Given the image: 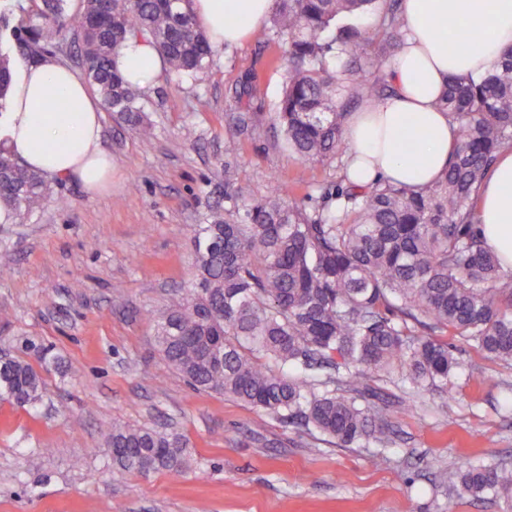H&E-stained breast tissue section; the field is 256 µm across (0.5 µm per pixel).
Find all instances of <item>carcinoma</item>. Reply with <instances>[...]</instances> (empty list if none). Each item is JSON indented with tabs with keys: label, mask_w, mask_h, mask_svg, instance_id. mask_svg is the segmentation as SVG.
Masks as SVG:
<instances>
[{
	"label": "carcinoma",
	"mask_w": 512,
	"mask_h": 512,
	"mask_svg": "<svg viewBox=\"0 0 512 512\" xmlns=\"http://www.w3.org/2000/svg\"><path fill=\"white\" fill-rule=\"evenodd\" d=\"M261 43L283 49L286 68L276 120L299 161L298 184L311 188L314 164L346 154L351 110L393 91L373 59H390L404 20L400 0H275ZM66 0L17 4L15 25L0 14V113L18 65L78 46L84 80L106 111L141 137L153 136L146 91L118 67L131 37L152 42L171 78L194 76L214 46L192 0ZM378 16L375 40L360 20ZM436 105L458 125L448 169L426 188L346 178L284 200L227 188L224 210L194 227L192 278L185 298L155 317V342L167 365L196 391L233 398L315 431L341 446L386 447L395 431L373 374L395 372L410 392L438 384L461 367L452 332L487 358L512 365V272L501 269L474 224L475 192L497 154L512 147V51L486 75L452 78ZM263 102L226 113L224 157L257 128ZM52 181L0 148V211L23 219L52 196ZM40 368L22 357L0 361V402L33 406L42 373L56 367L53 348L29 343ZM187 439L156 427L114 425L104 444L112 478L130 473L181 476ZM460 494L512 499V470L466 463Z\"/></svg>",
	"instance_id": "1"
}]
</instances>
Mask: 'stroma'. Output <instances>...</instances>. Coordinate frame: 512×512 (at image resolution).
<instances>
[{
    "mask_svg": "<svg viewBox=\"0 0 512 512\" xmlns=\"http://www.w3.org/2000/svg\"><path fill=\"white\" fill-rule=\"evenodd\" d=\"M250 72L264 125L228 167L224 115L245 105ZM284 73L279 49L252 37L182 82L155 74L151 140L103 115L111 188L92 196L68 180L39 212L0 223V355H23L32 340L61 360L34 408L0 403V512H512L452 483L464 460L512 469V366L452 333L460 370L409 412L397 408L406 387L376 381L396 430L386 448L313 440L194 391L162 359L151 317L186 292L195 224L229 186L297 194L299 164L275 120ZM116 422L184 434L192 469L113 480L100 449Z\"/></svg>",
    "mask_w": 512,
    "mask_h": 512,
    "instance_id": "35a3bbf8",
    "label": "stroma"
}]
</instances>
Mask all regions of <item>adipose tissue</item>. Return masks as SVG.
I'll use <instances>...</instances> for the list:
<instances>
[{
	"mask_svg": "<svg viewBox=\"0 0 512 512\" xmlns=\"http://www.w3.org/2000/svg\"><path fill=\"white\" fill-rule=\"evenodd\" d=\"M272 7L273 0H193L196 19L217 47L248 39ZM401 8L404 34L389 67L394 91L354 113L345 133L348 176L358 185L432 184L459 140L457 125L436 106L448 77L482 75L512 51V0H402ZM451 22L481 29V42L452 36ZM119 64L138 85L162 66L151 43L139 39L123 45ZM13 81L8 110L0 113V144L48 177L79 179L90 193L109 188L112 159L102 147L100 108L85 81L51 57L23 68ZM51 93L59 111L43 109ZM478 196V229L502 269L511 271L512 149L499 153Z\"/></svg>",
	"mask_w": 512,
	"mask_h": 512,
	"instance_id": "ef3b65f1",
	"label": "adipose tissue"
}]
</instances>
